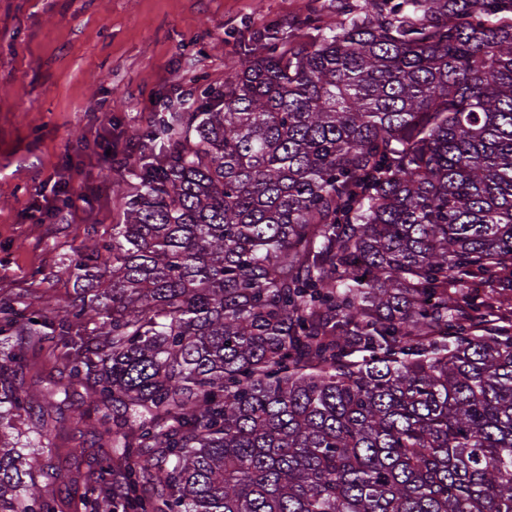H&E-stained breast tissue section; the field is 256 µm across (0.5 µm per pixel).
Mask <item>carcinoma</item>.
Masks as SVG:
<instances>
[{"mask_svg":"<svg viewBox=\"0 0 512 512\" xmlns=\"http://www.w3.org/2000/svg\"><path fill=\"white\" fill-rule=\"evenodd\" d=\"M143 136L65 306L0 297V512H55L54 342L122 512H512V0L253 34ZM119 448L123 464H110Z\"/></svg>","mask_w":512,"mask_h":512,"instance_id":"cac0c4a2","label":"carcinoma"}]
</instances>
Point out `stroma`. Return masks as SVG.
Returning a JSON list of instances; mask_svg holds the SVG:
<instances>
[{"mask_svg": "<svg viewBox=\"0 0 512 512\" xmlns=\"http://www.w3.org/2000/svg\"><path fill=\"white\" fill-rule=\"evenodd\" d=\"M315 13L334 23L335 0H0V296L25 295L36 309L70 302L69 258L122 218L103 172L136 181L129 129L196 111L255 30L284 24L306 41ZM16 346L18 382L68 388L57 464L85 478L101 454L78 418L84 385L49 348Z\"/></svg>", "mask_w": 512, "mask_h": 512, "instance_id": "1", "label": "stroma"}]
</instances>
